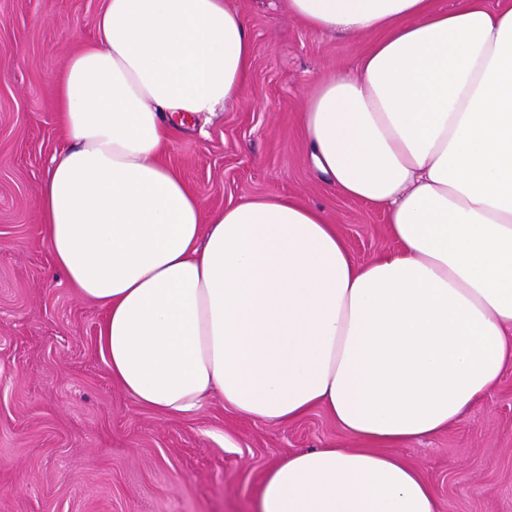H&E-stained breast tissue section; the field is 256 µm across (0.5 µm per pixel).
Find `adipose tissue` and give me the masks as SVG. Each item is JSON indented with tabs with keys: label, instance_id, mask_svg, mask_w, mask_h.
I'll use <instances>...</instances> for the list:
<instances>
[{
	"label": "adipose tissue",
	"instance_id": "ef3b65f1",
	"mask_svg": "<svg viewBox=\"0 0 512 512\" xmlns=\"http://www.w3.org/2000/svg\"><path fill=\"white\" fill-rule=\"evenodd\" d=\"M287 2L322 34L379 35L301 122L327 183L385 209L395 252L355 262L321 209L277 192L205 215L165 163L178 123L243 98L253 44L229 0H107L58 79L44 240L104 307L100 349L140 405L217 397L277 425L320 407L361 440L273 465L257 512H435L392 447L512 370V6Z\"/></svg>",
	"mask_w": 512,
	"mask_h": 512
}]
</instances>
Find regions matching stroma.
I'll use <instances>...</instances> for the list:
<instances>
[{
	"label": "stroma",
	"mask_w": 512,
	"mask_h": 512,
	"mask_svg": "<svg viewBox=\"0 0 512 512\" xmlns=\"http://www.w3.org/2000/svg\"><path fill=\"white\" fill-rule=\"evenodd\" d=\"M106 0H0V512H253L267 468L358 447L323 409L280 426L214 399L141 406L99 351L105 311L54 264L38 207L62 144L55 79L97 36ZM254 52L241 104L178 130L166 163L205 212L278 192L320 208L356 262L397 248L384 211L314 173L300 114L317 83L356 73L377 40L327 36L285 0H234ZM437 512H512V372L448 429L397 447Z\"/></svg>",
	"instance_id": "35a3bbf8"
}]
</instances>
